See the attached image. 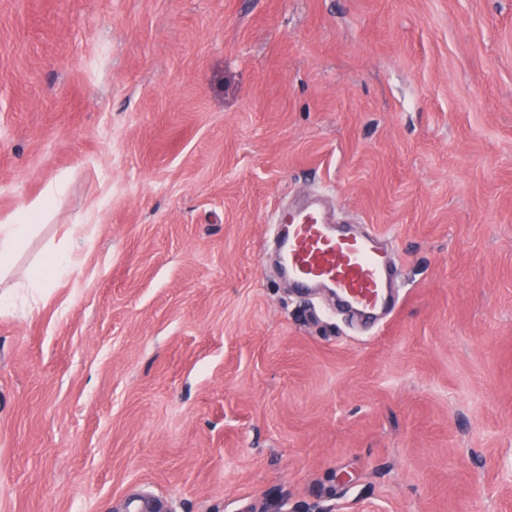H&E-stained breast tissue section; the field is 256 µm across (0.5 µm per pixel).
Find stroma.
Segmentation results:
<instances>
[{"label": "stroma", "instance_id": "obj_1", "mask_svg": "<svg viewBox=\"0 0 512 512\" xmlns=\"http://www.w3.org/2000/svg\"><path fill=\"white\" fill-rule=\"evenodd\" d=\"M51 186L0 512H512V0H0V218ZM310 194L396 248L381 323L278 275ZM78 264L73 250L49 249L30 268L27 280L30 288H50L54 281Z\"/></svg>", "mask_w": 512, "mask_h": 512}]
</instances>
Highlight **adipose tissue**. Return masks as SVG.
I'll use <instances>...</instances> for the list:
<instances>
[{
  "mask_svg": "<svg viewBox=\"0 0 512 512\" xmlns=\"http://www.w3.org/2000/svg\"><path fill=\"white\" fill-rule=\"evenodd\" d=\"M52 191H45L31 200L24 209L0 222V278L7 276L16 259L27 250L38 230L39 222L48 215ZM78 263L72 250L50 249L30 268L27 280L30 287L48 288L54 281Z\"/></svg>",
  "mask_w": 512,
  "mask_h": 512,
  "instance_id": "1",
  "label": "adipose tissue"
}]
</instances>
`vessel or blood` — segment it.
Segmentation results:
<instances>
[{
    "label": "vessel or blood",
    "instance_id": "b4317fda",
    "mask_svg": "<svg viewBox=\"0 0 512 512\" xmlns=\"http://www.w3.org/2000/svg\"><path fill=\"white\" fill-rule=\"evenodd\" d=\"M281 269L300 293L324 290L360 318L376 322L393 304V262L377 235L338 224L310 206L276 213Z\"/></svg>",
    "mask_w": 512,
    "mask_h": 512
}]
</instances>
